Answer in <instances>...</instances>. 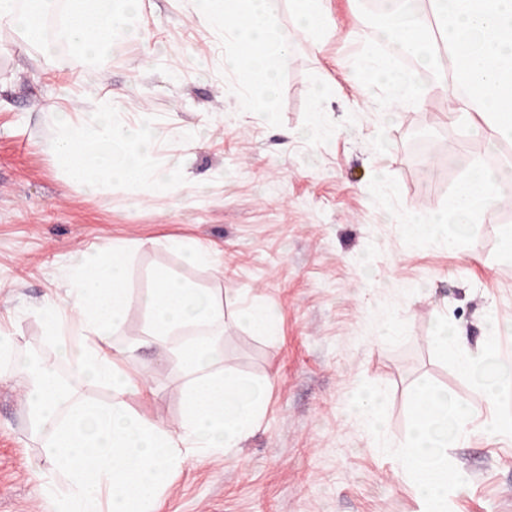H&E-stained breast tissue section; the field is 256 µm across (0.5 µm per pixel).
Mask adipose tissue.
<instances>
[{"label":"adipose tissue","instance_id":"obj_1","mask_svg":"<svg viewBox=\"0 0 512 512\" xmlns=\"http://www.w3.org/2000/svg\"><path fill=\"white\" fill-rule=\"evenodd\" d=\"M417 14L384 16L382 40L413 55L433 74L420 84L392 57L363 50L352 72L370 90L382 85L392 107L424 105L430 90L448 100L450 124H470L494 142L512 143V0H420ZM139 0H0V29L14 31L36 48L53 71L64 74L101 60L116 34L134 38L129 17ZM291 25L275 20L271 0H196L200 24L223 32L236 52L224 67L244 86L273 88L288 65L296 35L315 46L333 29L332 0H288ZM157 133L150 119L135 125L114 121L111 99L97 111L75 110L65 117L56 144L70 178L88 191L118 181L143 191L162 185L165 170L153 164ZM512 198V158L496 170L470 161L468 173L450 198L452 212L467 218ZM451 212V213H452ZM128 254L116 241L93 255L76 257L70 304L48 302L45 326L56 341L53 360L34 365L15 337L0 336V362L30 376L24 401L32 426L43 439L42 456L53 478L62 481L57 512H153L168 476L199 452L239 447L264 414L260 384L227 371L218 340L224 302L193 282L164 270L141 298L146 334L170 355L183 379V415L178 430L135 413L129 396L147 387L130 372L137 345H116L125 323L128 294L121 288ZM74 382L63 388L59 365ZM87 383L110 388L112 399L86 401Z\"/></svg>","mask_w":512,"mask_h":512}]
</instances>
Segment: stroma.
I'll use <instances>...</instances> for the list:
<instances>
[{"label": "stroma", "instance_id": "obj_1", "mask_svg": "<svg viewBox=\"0 0 512 512\" xmlns=\"http://www.w3.org/2000/svg\"><path fill=\"white\" fill-rule=\"evenodd\" d=\"M332 10L334 35L318 49L296 35L275 94L250 91L247 111L224 69L231 45L198 24L194 0H142L139 38L114 42L101 76L53 75L0 31V330L36 359H53L39 308L66 302L74 255L120 240L132 297L123 336L141 343L128 368L150 385L128 399L137 413L174 431L183 412L180 378L144 335L139 297L159 269L223 295L224 364L266 384L259 428L225 454L188 459L157 512H419L398 461L375 451L351 410L352 395L365 380L388 388L386 435L396 445L419 378L485 410L435 359L429 338L444 315L477 353L487 317L512 322V258L499 250L512 201L482 213L464 251L409 236L405 218L447 207L461 156H481L484 144L460 139L436 92L424 107L384 118L386 90L363 93L349 77L359 0H332ZM83 86L93 90L83 111L108 94L119 122L150 113L161 135L156 159L173 164L165 189L91 194L70 179L52 151L58 102ZM318 103L331 136L310 132ZM180 239L214 247L215 263H186L171 246ZM247 303L271 309V335L241 319ZM26 382L0 378V512H54L55 484L21 397ZM448 457L468 480L450 494L451 512H512V442L476 434Z\"/></svg>", "mask_w": 512, "mask_h": 512}]
</instances>
